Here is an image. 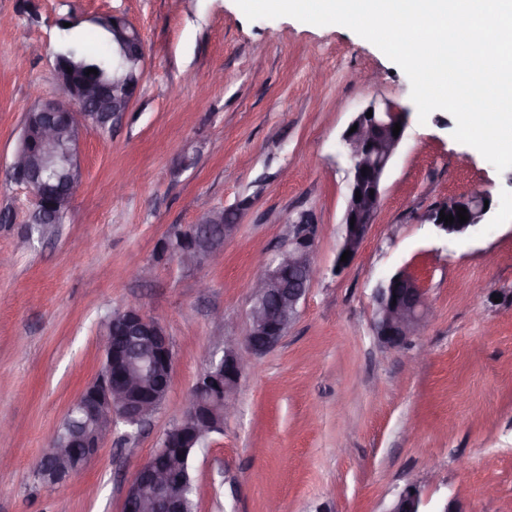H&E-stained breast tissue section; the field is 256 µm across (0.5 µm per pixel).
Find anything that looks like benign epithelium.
Returning a JSON list of instances; mask_svg holds the SVG:
<instances>
[{
	"instance_id": "obj_1",
	"label": "benign epithelium",
	"mask_w": 512,
	"mask_h": 512,
	"mask_svg": "<svg viewBox=\"0 0 512 512\" xmlns=\"http://www.w3.org/2000/svg\"><path fill=\"white\" fill-rule=\"evenodd\" d=\"M112 26L123 43L122 57L115 67L128 69L121 81L112 84L110 95L92 84L71 81L68 64L60 55L54 70L62 95L37 102L27 112L20 144L9 171L29 192V222L43 224L71 205L82 184L81 147L91 130L110 128L129 111L144 75L146 47L137 28L123 17H112ZM372 117H367V112ZM405 126L400 112L388 101L370 102L353 118L342 142L350 160V178L342 217V242L335 269L343 271L357 255L372 226L376 224L385 172L403 138L393 136L395 124ZM64 155L65 170L58 184L43 190L42 159ZM366 173H361V170ZM361 198H356V194ZM488 194H471L454 200L426 215L425 221L447 236L463 235L484 223L490 210L484 209ZM467 209L469 220L445 224L440 214L457 216ZM229 211L212 210L193 225V245L184 249L173 243L171 250L186 266L214 263L223 256L224 242L237 231L236 221H227ZM286 234L278 258L252 284V305L246 335L235 346L224 349L218 360L202 372L191 389L189 405L180 424L168 430L155 453L136 470L126 488L123 512H185L182 500L159 497L170 479L175 454L188 455L213 432L222 428L223 417L232 408L238 380L250 359L278 345L295 319L300 301L316 277L314 254L317 226L306 213L288 215ZM348 261H341L345 251ZM373 331L386 346L407 343L424 323L429 311L425 291L415 279L398 270L373 293ZM103 365L69 406L67 413L80 415L70 431L53 438L52 451L36 465L42 483L65 482L98 457L117 426L126 436L139 432L167 396L174 353L164 326L141 310L128 308L107 317L103 330ZM426 504L419 489L405 487L390 503L387 512H424Z\"/></svg>"
}]
</instances>
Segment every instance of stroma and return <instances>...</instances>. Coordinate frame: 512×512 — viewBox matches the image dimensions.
Masks as SVG:
<instances>
[{"mask_svg": "<svg viewBox=\"0 0 512 512\" xmlns=\"http://www.w3.org/2000/svg\"><path fill=\"white\" fill-rule=\"evenodd\" d=\"M126 17L147 63L129 112L82 145V189L64 223L29 221L8 166L25 112L59 97L54 55L71 37L106 50L98 22ZM402 69L352 30L290 17L248 20L235 0H0V512H122L125 490L194 382L245 335L250 285L288 215L318 226V275L286 336L254 357L237 410L192 460L196 512H385L407 485L430 505L512 512V168L499 172L419 121ZM406 129L376 222L342 273L349 162L341 136L370 101ZM477 191L487 224L445 236L423 215ZM236 213L219 265L158 257L171 225ZM151 266L150 279L138 270ZM406 270L430 309L401 348L372 331L373 290ZM166 329L170 389L134 436L117 428L61 486L34 476L103 364L102 322L128 308Z\"/></svg>", "mask_w": 512, "mask_h": 512, "instance_id": "obj_1", "label": "stroma"}]
</instances>
